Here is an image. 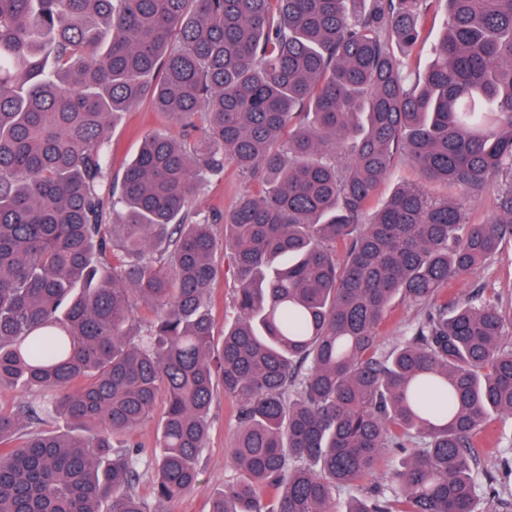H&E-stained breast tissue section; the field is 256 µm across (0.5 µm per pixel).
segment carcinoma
Masks as SVG:
<instances>
[{
	"mask_svg": "<svg viewBox=\"0 0 512 512\" xmlns=\"http://www.w3.org/2000/svg\"><path fill=\"white\" fill-rule=\"evenodd\" d=\"M437 2L0 0V391L33 396L0 408V512H163L219 387L239 476L211 512H512V457L489 476L476 443L512 419V305L451 291L512 242V0H445L413 74L392 43ZM147 94L181 137L145 134L115 182L110 123ZM398 157L419 183L364 220ZM226 163L261 191L196 212ZM396 300L416 317L385 349ZM161 391L150 462L133 435ZM46 417L80 432L20 434ZM436 18L433 17V10L431 11L430 18L427 21L424 32L423 39L425 41L424 49L417 50L413 52L406 60H409L410 68L413 73L422 72L429 56V48L437 42L441 34V24H442V11L439 10L436 13ZM434 14V16H435ZM409 68V69H410ZM216 264L218 266V274L214 288L209 296V304L215 315V336L219 340L224 331V321H230L234 313L231 298L234 280L231 272H227V260L217 256Z\"/></svg>",
	"mask_w": 512,
	"mask_h": 512,
	"instance_id": "1",
	"label": "carcinoma"
}]
</instances>
